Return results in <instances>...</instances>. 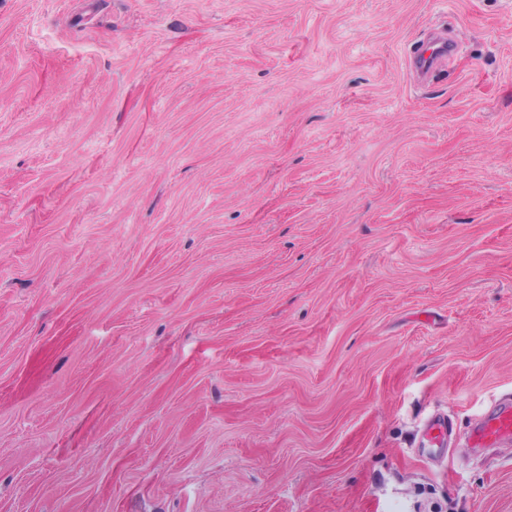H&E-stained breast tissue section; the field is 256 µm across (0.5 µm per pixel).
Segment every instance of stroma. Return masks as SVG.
Instances as JSON below:
<instances>
[{
  "label": "stroma",
  "instance_id": "35a3bbf8",
  "mask_svg": "<svg viewBox=\"0 0 512 512\" xmlns=\"http://www.w3.org/2000/svg\"><path fill=\"white\" fill-rule=\"evenodd\" d=\"M504 397L512 0H0V512H512ZM454 51L453 43L446 36H439L418 47L411 63L420 72H431L447 60ZM470 441L474 448H496L512 441V407L500 406L482 418Z\"/></svg>",
  "mask_w": 512,
  "mask_h": 512
}]
</instances>
